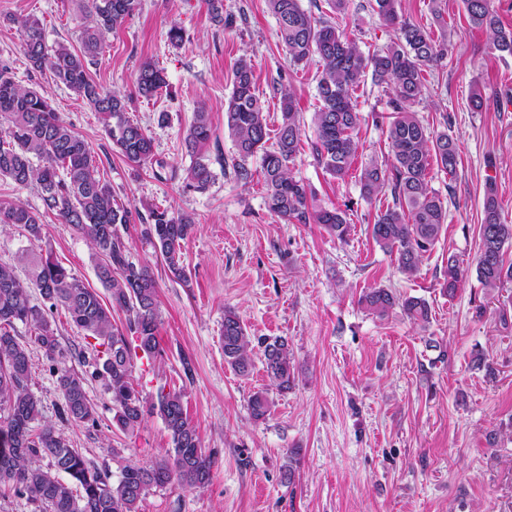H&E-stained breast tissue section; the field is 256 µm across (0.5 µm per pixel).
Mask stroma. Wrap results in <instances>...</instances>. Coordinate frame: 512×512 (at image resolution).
<instances>
[{
	"instance_id": "1",
	"label": "stroma",
	"mask_w": 512,
	"mask_h": 512,
	"mask_svg": "<svg viewBox=\"0 0 512 512\" xmlns=\"http://www.w3.org/2000/svg\"><path fill=\"white\" fill-rule=\"evenodd\" d=\"M374 0H349L338 20L364 53L396 41V27L373 12ZM80 0H0V61L10 62L21 86L52 101L59 117L92 147L99 174L131 212L122 235L132 260L149 267L157 283L162 323L159 352L135 356L134 386L149 400L160 390L182 391L191 425L215 463L205 488L176 484L151 490L139 512H512V284L484 288L476 274L479 227L487 183H494L501 220L512 224V57L495 51L488 33L471 25L463 0H397L399 16L445 42L446 58L424 73L426 90L413 107L422 123L445 132L459 149L455 174L430 167V186L446 198L448 219L431 255L412 277L401 274L395 254L371 236L385 197L360 195L359 167L342 180L317 164L311 132H302L292 174L308 184L316 206L348 209L350 233L338 240L320 224H291L271 216L261 178L239 183L216 155L232 158L224 129L238 57H251L256 89L270 129L281 121L280 90L290 88L302 123L319 105L318 59L291 63L277 35L267 0H223L215 22L206 0H140L125 22L107 34L90 76L131 99L128 112L152 137L151 164L128 162L112 149L98 119L74 91L47 74L28 71L15 23L38 18L45 43L79 49ZM185 31L172 45L171 25ZM167 81L157 97L139 96L135 78L144 62ZM482 97V108L472 106ZM354 97L362 115L354 136L359 159L389 160L386 118L390 86L365 80ZM212 125L207 147L214 180L203 191L186 187L192 162L184 137L197 108ZM22 201L42 214L41 247L90 288L100 289L94 249L58 217L45 211L35 187L0 178V204ZM192 220L182 261L187 282L176 280L145 238L151 209ZM466 277L455 296L441 291L449 256ZM391 289L424 298L427 327L401 309L386 319L358 304L362 291ZM234 309L254 337H285L293 352L295 381L272 387L261 350L249 375L224 362L225 309ZM49 319L72 368L87 375L96 425L62 422V396L42 350L30 347V389L41 402V422L55 424L91 466L118 479L134 461L147 462L172 446L159 415L132 431L112 420V398L94 378L86 356L95 339L84 336L68 313ZM482 355L495 378L474 369ZM266 391L265 420L252 419L248 401ZM299 449L290 463V449Z\"/></svg>"
}]
</instances>
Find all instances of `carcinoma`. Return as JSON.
Instances as JSON below:
<instances>
[{
    "mask_svg": "<svg viewBox=\"0 0 512 512\" xmlns=\"http://www.w3.org/2000/svg\"><path fill=\"white\" fill-rule=\"evenodd\" d=\"M376 14L398 27V40L372 55L364 54L339 24L304 9L301 0H268L278 24V36L290 60L299 65L316 55L322 63L317 81L319 107L311 124L315 160L333 179H343L358 158L354 132L362 116L353 93L366 76L393 90L387 116V141L392 161L380 164L370 159L361 164V195L372 200L390 191L392 204L381 212L371 227L373 240L396 253L399 270L412 277L419 271L442 232L448 218L444 201L429 185L431 162L452 175L458 165V148L446 133L431 134L411 106L419 101L425 84L424 68L447 55V46L437 43L421 26L399 19L395 0H375ZM139 0H88L84 15L81 49L64 44L45 45L43 27L33 17L18 20L22 52L36 72H49L78 94L99 115L112 147L128 161L145 164L152 160L153 141L144 128L127 116L128 102L119 91H109L93 81L88 65L101 53L106 34L133 14ZM471 24L486 30L501 55L512 56V30H505L494 9V0H465ZM138 93L151 99L165 87L162 70L143 64L136 77ZM282 121L270 140L264 105L256 90L254 65L239 58L233 68V85L225 110L224 125L235 146L232 170L235 179L249 184L253 170L249 159L261 155L265 205L278 219L299 224H322L340 240L348 232L347 213L310 203L311 192L294 178L290 164L295 160L301 136L294 94L281 95ZM0 176L20 188L36 185L46 210L87 241L100 255L96 275L110 293L109 303L69 273L51 255L28 252L27 282L13 269L0 265V484H10L16 495L26 498L38 512H137L138 503L154 488L176 482L184 488L204 487L211 478L213 454L202 448L190 424L180 392H161L157 401L147 400L131 381L132 352L140 350L151 358L157 354L161 324L156 283L146 266L132 261L118 225L130 223V211L119 204L112 186L98 176V160L86 140L62 122L40 92L24 88L14 80L12 67L0 62ZM212 137L209 113H194L184 143L193 156L186 169L188 184L205 190L213 180L206 147ZM39 164H34L33 159ZM144 236L163 257L169 271L180 282H188L183 266L182 243L193 223L174 217L166 210L152 209L146 218ZM20 225L30 237L41 239L40 213L17 202L0 204V226ZM481 250L476 273L485 288H500L512 281V264L504 263L505 244L512 241V225L501 221L500 204L493 186L484 201L480 225ZM462 280L458 260L448 256L443 293L453 297ZM35 289L43 304L31 302ZM358 303L379 319L389 317L395 306L418 324L430 322L428 302L417 296L400 299L388 288L365 291ZM64 307L74 325L98 340L93 354L92 375L101 379L112 396L113 420L124 431L135 429L145 415L158 413L169 431L173 448L150 463L127 465L117 482L89 465L78 449L45 423L39 421L40 402L29 390L28 347L16 336V323L28 328L30 342L50 362L63 404L58 416L65 421L96 424V408L88 397L86 378L69 365L71 353L64 349L48 312ZM129 313L128 332L114 327L112 310ZM262 348L268 377L279 390L294 381L293 354L284 337L263 338ZM224 362L241 376L252 369V341L235 311H224ZM271 403L263 391L249 400L251 416L263 420ZM48 460L42 465L41 460Z\"/></svg>",
    "mask_w": 512,
    "mask_h": 512,
    "instance_id": "cac0c4a2",
    "label": "carcinoma"
}]
</instances>
